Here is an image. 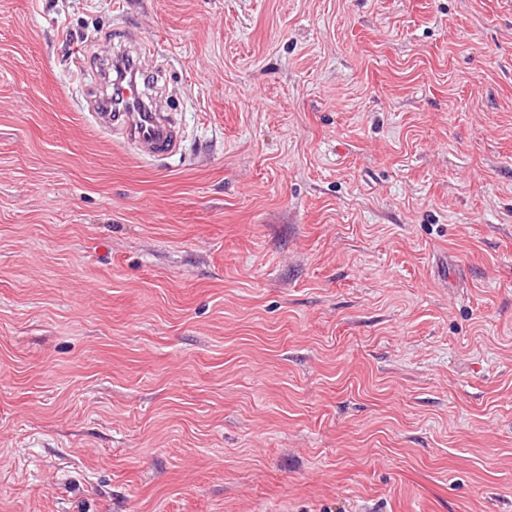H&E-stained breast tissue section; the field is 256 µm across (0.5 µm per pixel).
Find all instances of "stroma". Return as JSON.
<instances>
[{
    "label": "stroma",
    "instance_id": "stroma-1",
    "mask_svg": "<svg viewBox=\"0 0 512 512\" xmlns=\"http://www.w3.org/2000/svg\"><path fill=\"white\" fill-rule=\"evenodd\" d=\"M0 512H512V0H0ZM124 65L113 61L115 73L120 67L122 74L113 80L112 96L101 99L97 111L91 114L95 125L111 136L119 132L121 143L130 144L151 158L164 159L178 154L182 146L180 130L164 112L153 110L145 102L137 77L138 73L143 75V71L130 62V76L125 78ZM116 90L124 101L121 110L113 107Z\"/></svg>",
    "mask_w": 512,
    "mask_h": 512
}]
</instances>
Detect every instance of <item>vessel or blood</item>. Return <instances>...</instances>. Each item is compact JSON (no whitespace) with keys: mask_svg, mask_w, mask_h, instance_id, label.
<instances>
[{"mask_svg":"<svg viewBox=\"0 0 512 512\" xmlns=\"http://www.w3.org/2000/svg\"><path fill=\"white\" fill-rule=\"evenodd\" d=\"M138 68H131L124 79H114L112 87L118 90L123 108H115L112 99L98 103L92 118L96 126L107 134H120L122 143L132 145L154 159H164L180 152L181 132L165 113L153 110L144 100L138 79Z\"/></svg>","mask_w":512,"mask_h":512,"instance_id":"obj_1","label":"vessel or blood"}]
</instances>
